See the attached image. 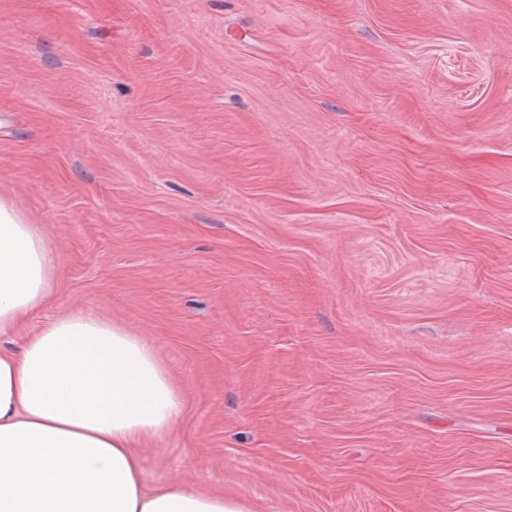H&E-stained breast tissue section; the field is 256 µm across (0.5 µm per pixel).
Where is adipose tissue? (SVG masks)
Instances as JSON below:
<instances>
[{
    "mask_svg": "<svg viewBox=\"0 0 512 512\" xmlns=\"http://www.w3.org/2000/svg\"><path fill=\"white\" fill-rule=\"evenodd\" d=\"M57 258L0 197V336L49 305ZM182 393L155 348L89 310L0 351V512H250L179 484L148 486L141 448L175 428Z\"/></svg>",
    "mask_w": 512,
    "mask_h": 512,
    "instance_id": "adipose-tissue-1",
    "label": "adipose tissue"
}]
</instances>
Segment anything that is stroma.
Here are the masks:
<instances>
[{
	"label": "stroma",
	"instance_id": "35a3bbf8",
	"mask_svg": "<svg viewBox=\"0 0 512 512\" xmlns=\"http://www.w3.org/2000/svg\"><path fill=\"white\" fill-rule=\"evenodd\" d=\"M0 196L49 319L144 337L148 485L512 512V0H0Z\"/></svg>",
	"mask_w": 512,
	"mask_h": 512
}]
</instances>
